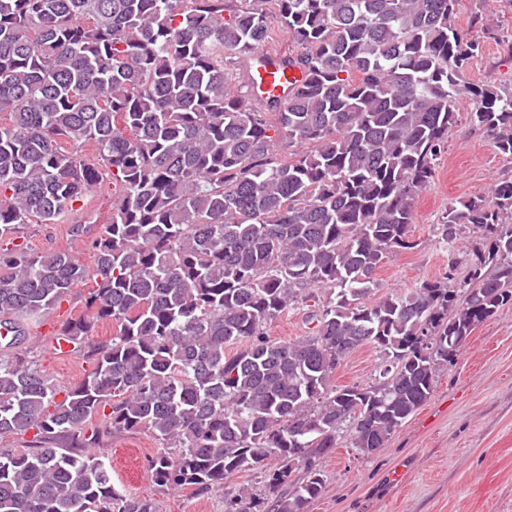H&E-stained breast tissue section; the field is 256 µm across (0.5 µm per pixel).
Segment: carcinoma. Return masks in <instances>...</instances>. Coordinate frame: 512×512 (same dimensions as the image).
<instances>
[{
  "label": "carcinoma",
  "instance_id": "1",
  "mask_svg": "<svg viewBox=\"0 0 512 512\" xmlns=\"http://www.w3.org/2000/svg\"><path fill=\"white\" fill-rule=\"evenodd\" d=\"M456 2L0 0V243L112 185L111 221L85 242L94 267L0 247V438L23 446L0 448V512H159L95 452L133 433L159 445L160 494L309 512L341 432L373 454L427 401L512 303V180L441 215L448 246L465 225L485 242L463 283L450 256L440 279L372 297L385 258L414 247L415 199L460 96L512 160V93L463 81L482 47ZM278 28L298 48L278 66L301 80L265 97L242 66ZM88 280L92 317L56 335L89 369L63 388L21 347L24 322ZM309 301V335L268 336ZM99 322L112 336H93ZM365 346L381 356L375 382L333 386ZM271 457L260 493L231 486Z\"/></svg>",
  "mask_w": 512,
  "mask_h": 512
}]
</instances>
